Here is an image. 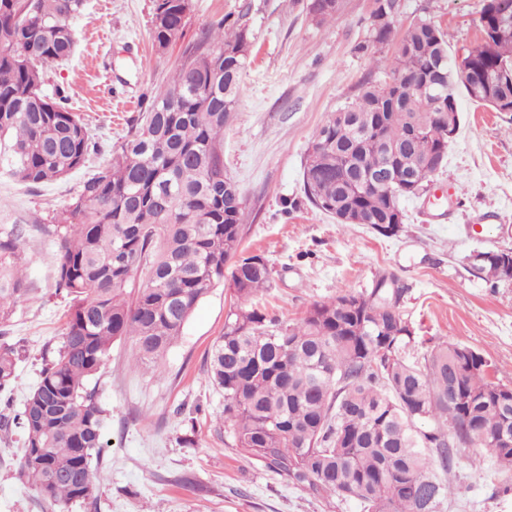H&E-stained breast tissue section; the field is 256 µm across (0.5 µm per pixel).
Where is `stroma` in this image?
Returning a JSON list of instances; mask_svg holds the SVG:
<instances>
[{
  "label": "stroma",
  "mask_w": 512,
  "mask_h": 512,
  "mask_svg": "<svg viewBox=\"0 0 512 512\" xmlns=\"http://www.w3.org/2000/svg\"><path fill=\"white\" fill-rule=\"evenodd\" d=\"M310 0H191L184 26L163 50L151 38L155 0H84L73 18L74 55L48 71L45 90H63L65 107L86 124L95 153L67 178L31 185L0 167V236L18 233L14 257L31 294L0 334L20 347L18 379L0 413H18L47 356L62 343L68 299L55 286L57 248L44 227L80 190L88 172L109 162L112 148L170 83L183 52L218 19H244L251 54L241 93L224 130V171L245 205L247 251L272 268L256 298L267 317L294 323L317 302L371 289L395 275L400 309L416 330L406 350L422 358L451 341L482 354L493 379L512 388V280L475 270L476 251H512V112H497L458 92L459 131L445 167L421 196L404 198L405 221L385 236L374 225L342 226L314 206L303 164L315 132L354 99L363 81H388L396 49L361 51L370 38L373 0H342L336 16L317 22ZM485 0H403L395 33L417 19L448 34L451 56L482 37ZM234 298L226 285L197 305L157 371L132 364L134 342L112 346V358L89 387L110 414L105 446L92 461L96 505L68 512H361L356 502H329L242 456L224 422V392L208 379L211 348L224 332ZM17 431H0V512H59L19 478ZM462 449L444 480L454 494L443 512H512V491L490 451L474 464Z\"/></svg>",
  "instance_id": "obj_1"
}]
</instances>
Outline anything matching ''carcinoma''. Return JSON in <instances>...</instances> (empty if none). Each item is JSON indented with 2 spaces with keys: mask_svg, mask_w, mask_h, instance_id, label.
<instances>
[{
  "mask_svg": "<svg viewBox=\"0 0 512 512\" xmlns=\"http://www.w3.org/2000/svg\"><path fill=\"white\" fill-rule=\"evenodd\" d=\"M310 9L333 18L339 0ZM372 45L392 40L401 0H374ZM190 0H157L152 39L165 49L184 25ZM83 0H0V144L9 172L43 184L80 168L92 141L81 118L43 90L44 76L65 61L77 40L70 19ZM512 0H486L483 42L470 62L491 82L489 97L471 99L512 112ZM250 47L246 23L224 18L185 51L171 83L157 92L45 232L56 240L55 288L70 300L61 346L40 380L0 428L20 431V473L41 495L65 508L94 503L93 455L104 447L108 414L87 384L110 360L112 342L134 341V365L153 369L177 341L198 303L229 278L236 300L216 341L208 379L224 390V422L246 458L318 496L354 499L362 512H442L453 494L439 477L462 448L491 451L512 473V447L494 440L512 433V407L485 374L491 363L468 346L442 342L411 362L414 331L399 308L404 288L382 277L369 292L317 302L294 324L269 319L252 299L270 281L261 254L242 248L244 202L225 181L223 137L240 93ZM467 80L448 55V33L425 20L402 35L382 85L365 81L357 98L322 125L303 168L304 192L346 226L373 224L385 234L400 199L425 189L448 158V114L460 123L456 95ZM407 175L375 183L374 160ZM17 239L0 238V322L29 295L13 271ZM473 266L504 280L512 266L480 251ZM134 295L127 288L139 273ZM388 340L389 358L374 350ZM470 350L459 381L480 398L448 400V362ZM20 354L0 336V393L16 381ZM430 421L422 427L419 422Z\"/></svg>",
  "mask_w": 512,
  "mask_h": 512,
  "instance_id": "obj_1",
  "label": "carcinoma"
}]
</instances>
